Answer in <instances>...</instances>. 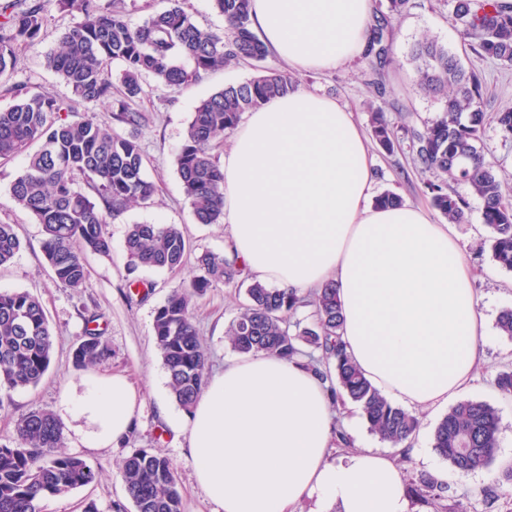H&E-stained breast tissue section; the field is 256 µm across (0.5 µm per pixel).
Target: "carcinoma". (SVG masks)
Returning <instances> with one entry per match:
<instances>
[{"label":"carcinoma","mask_w":512,"mask_h":512,"mask_svg":"<svg viewBox=\"0 0 512 512\" xmlns=\"http://www.w3.org/2000/svg\"><path fill=\"white\" fill-rule=\"evenodd\" d=\"M0 3V75L14 68L15 48L38 38L51 0ZM82 21L65 31L46 55V65L72 93L71 99L49 92L25 93L0 112V160L26 155L25 165L10 185L12 202L42 226V250L56 280L78 291L85 286V255L108 256L112 241L106 230L129 207L147 204L155 195L145 175L146 158L134 137L112 131L106 122L74 118L73 103L103 104L113 122L138 131L148 122L134 106L144 94L140 79L147 74L158 87H180L202 75L249 62L256 73L201 100L192 113L176 159L184 195L199 224H220L224 218V172L213 154L246 112L297 88L286 72L261 66L268 50L252 30L251 0H211L224 16V30L198 26L179 5L149 16L133 26L108 0H58ZM410 0H386L374 11L363 59L378 76L391 63L390 34ZM451 22L461 40L480 60L512 68V3L505 0H455ZM416 74L414 90L444 100L441 114L414 133V164L432 175L424 194L450 224L466 222L467 200L452 185H464L482 203L488 245L496 264L512 271V198L502 189L495 162L487 157L482 136L492 122L512 139V108L486 112L479 73L465 70L454 55L433 41L414 45L408 57ZM122 69L114 75L111 64ZM374 99L367 104L372 133L386 152L394 150L395 131L377 104L385 85L372 82ZM39 147L31 152L29 148ZM83 181L88 192L76 188ZM21 248L12 225L0 224V267ZM130 284L143 269L174 270L186 262L190 243L175 224H131L125 237ZM200 275L174 289L154 318V331L169 385L177 403L191 410L208 379L207 351L194 322V301L218 283L245 288L244 302L225 331L234 352H265L284 359L307 358L306 365L326 384L331 400H346L360 411L371 433L393 448L419 427L418 418L393 403L362 374L341 340L343 314L336 288L306 298L290 289L273 288L242 277L235 258L206 252L197 257ZM311 308L312 322L293 317ZM54 336L39 298L26 291L0 292V389L37 386L49 370ZM104 336L93 328L73 351L78 370L109 357ZM494 383L512 397V367L497 372ZM500 417L491 404L462 399L435 426L434 452L460 476L490 469L500 442ZM62 426L53 413L32 410L18 415L15 435L0 443V512H39L47 496L66 495L97 480L81 457L59 451ZM121 474L136 512H184L183 497L171 462L149 448L126 456ZM512 493V466L479 492L492 506ZM407 494L433 512H467L447 494L435 476L422 473Z\"/></svg>","instance_id":"cac0c4a2"}]
</instances>
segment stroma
Listing matches in <instances>:
<instances>
[{"instance_id": "stroma-1", "label": "stroma", "mask_w": 512, "mask_h": 512, "mask_svg": "<svg viewBox=\"0 0 512 512\" xmlns=\"http://www.w3.org/2000/svg\"><path fill=\"white\" fill-rule=\"evenodd\" d=\"M412 6L396 24L392 37V62L384 70L387 117L398 128V142L393 153L370 144L373 158L372 195L387 191L400 194L405 202L427 208L434 223L440 214L431 209L423 195L425 173L416 169L409 149L412 131L421 129L441 109V99L415 92L414 71L407 62L414 43L422 39L436 41L448 48L463 64H474L485 82L488 112L512 107V69L495 62L477 60L450 21L452 0H411ZM78 13L60 8L56 0L47 7L40 37L16 49L14 70L0 77V111L13 106L18 90L48 91L58 97L70 96V88L47 69L45 57L54 49L63 32L80 22ZM250 66L239 65L215 71L195 82L175 88L156 87L151 77H143L144 94L140 107L149 115V123L140 129L137 140L146 157V175L158 191L150 204L130 207L116 222L108 223L112 252L107 256L86 255L88 279L82 292H74L58 283L43 254L42 228L30 213L15 207L9 187L24 165L23 157L0 161V223L13 225L22 248L11 264L0 267V291H26L42 302L56 336L50 369L34 388L0 392V443L14 434L18 414L32 409L54 410L61 389L78 383L82 373L72 364V352L87 326L90 314H97L96 328L103 333L112 349L111 356L97 365L102 374H128L140 390L143 403L132 431L117 445L102 449H77L96 471L97 481L64 496L50 497L39 505L40 512H82L86 502H95L98 512H135L121 477L119 464L138 448H148L166 457L175 468L183 496L185 512H216L204 491L197 485L193 465L185 453V440L175 430L184 411L173 398L169 377L163 365L154 335V317L174 288L197 273L196 258L205 252L224 253V227L220 224L196 223L177 174L176 158L184 140L186 127L195 105L224 85L251 77ZM299 87L336 99L353 114L363 133L371 127L364 103L371 96L373 76L360 60H353L329 72L292 71ZM482 204L470 198L466 223L451 225L466 259L479 277L474 283L478 309L484 316L488 336L482 347L481 360L467 397L494 406L501 417L502 435L493 469L466 477L459 476L436 455L431 447L432 433L441 412H422L418 418L421 451L410 459H398L404 483L421 473L443 474L449 493L463 501L475 500L480 487L486 485L496 470L506 467L512 457V399L496 390L494 376L512 364V340L501 336L497 319L503 309L512 307V272L497 267L483 242L488 235L481 215ZM178 224L190 240L193 257L179 270L144 269L139 273L148 291L129 286L126 280L124 240L131 224ZM243 296L237 289L218 284L197 298L194 315L199 336L209 354L210 371L223 369L234 353L224 342V329L237 314Z\"/></svg>"}]
</instances>
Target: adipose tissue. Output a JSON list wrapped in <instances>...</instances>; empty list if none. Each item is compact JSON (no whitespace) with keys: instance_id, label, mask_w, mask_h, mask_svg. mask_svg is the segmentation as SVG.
I'll return each instance as SVG.
<instances>
[{"instance_id":"1","label":"adipose tissue","mask_w":512,"mask_h":512,"mask_svg":"<svg viewBox=\"0 0 512 512\" xmlns=\"http://www.w3.org/2000/svg\"><path fill=\"white\" fill-rule=\"evenodd\" d=\"M371 0H251L264 43L293 69L362 55ZM373 162L351 112L296 89L249 112L224 155L229 250L265 284L333 285L345 349L388 397L434 411L474 377L486 323L474 270L447 225L419 207L371 203ZM142 403L126 376L83 374L56 417L74 448H109ZM197 484L217 512H409L391 450L332 458L331 403L314 371L263 352L228 360L181 424Z\"/></svg>"}]
</instances>
